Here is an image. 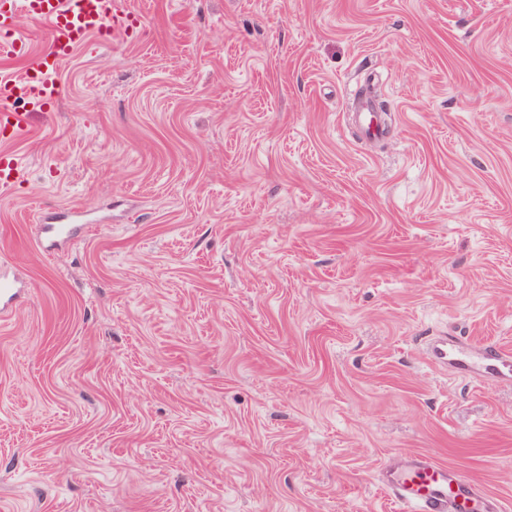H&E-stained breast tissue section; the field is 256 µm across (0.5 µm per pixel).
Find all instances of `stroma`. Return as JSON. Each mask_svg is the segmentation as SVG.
I'll return each mask as SVG.
<instances>
[{"label": "stroma", "instance_id": "1", "mask_svg": "<svg viewBox=\"0 0 512 512\" xmlns=\"http://www.w3.org/2000/svg\"><path fill=\"white\" fill-rule=\"evenodd\" d=\"M119 2L0 140V512H396L410 451L512 512V380L425 355L512 353V0ZM431 356L439 365L454 366L456 373L464 377L512 379V355L490 346L476 349L456 340L448 344L446 336L432 345Z\"/></svg>", "mask_w": 512, "mask_h": 512}]
</instances>
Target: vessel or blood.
<instances>
[{"label":"vessel or blood","mask_w":512,"mask_h":512,"mask_svg":"<svg viewBox=\"0 0 512 512\" xmlns=\"http://www.w3.org/2000/svg\"><path fill=\"white\" fill-rule=\"evenodd\" d=\"M34 21L51 25V44L24 73L0 72V105L25 102L36 108L61 94L55 75L62 61L89 35L125 31L134 21L117 0H13ZM28 41L15 32L13 14L0 8V57L26 55ZM435 363L452 365L464 377L512 379V355L484 347L437 340L431 348ZM383 488L409 512H500L498 503L463 472L412 452L384 468Z\"/></svg>","instance_id":"obj_1"}]
</instances>
